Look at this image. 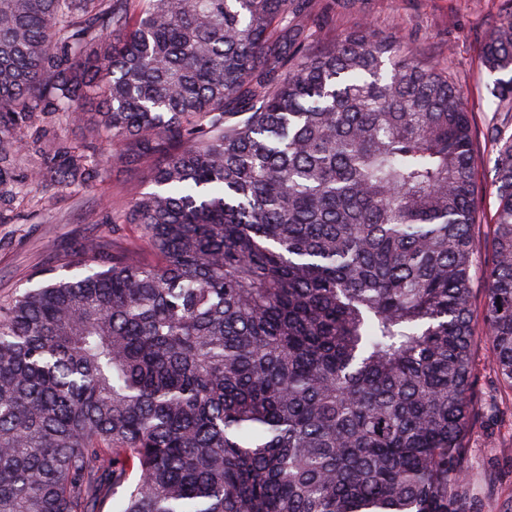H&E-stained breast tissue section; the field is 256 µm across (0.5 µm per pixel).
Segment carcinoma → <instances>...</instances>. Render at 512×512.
<instances>
[{"mask_svg": "<svg viewBox=\"0 0 512 512\" xmlns=\"http://www.w3.org/2000/svg\"><path fill=\"white\" fill-rule=\"evenodd\" d=\"M312 0H0V223L107 161L154 189L0 304V512H483L477 341L512 398V136L478 267L463 87ZM481 64L512 112V0ZM34 158L20 177L25 157ZM482 276L480 321L472 282Z\"/></svg>", "mask_w": 512, "mask_h": 512, "instance_id": "obj_1", "label": "carcinoma"}]
</instances>
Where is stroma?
<instances>
[{"instance_id":"stroma-1","label":"stroma","mask_w":512,"mask_h":512,"mask_svg":"<svg viewBox=\"0 0 512 512\" xmlns=\"http://www.w3.org/2000/svg\"><path fill=\"white\" fill-rule=\"evenodd\" d=\"M300 23L312 35L315 48L372 25L381 36L409 37L427 63H449L455 78L473 91L469 99L480 160L476 189L485 201L482 224L475 227L478 252H485L498 203L490 190L489 171L495 143L487 133L491 117L486 88L494 78L481 66V49L503 0H312ZM151 190L147 169L130 171L115 164L103 183L77 193L33 187L30 198L14 212L11 223L0 224V300L9 299L32 274L58 268L74 246L91 237L137 250L143 241L132 224H108L131 200L130 189ZM476 463L493 465L499 496L484 512H500L502 499L512 496V409L484 418L474 434Z\"/></svg>"}]
</instances>
